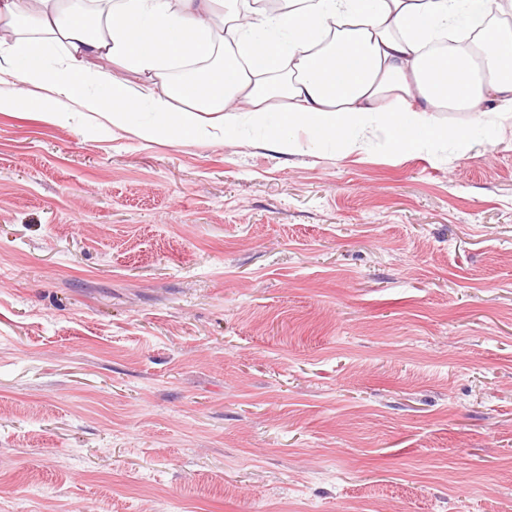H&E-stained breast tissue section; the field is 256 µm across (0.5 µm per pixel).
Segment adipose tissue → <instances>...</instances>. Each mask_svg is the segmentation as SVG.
I'll use <instances>...</instances> for the list:
<instances>
[{
	"mask_svg": "<svg viewBox=\"0 0 512 512\" xmlns=\"http://www.w3.org/2000/svg\"><path fill=\"white\" fill-rule=\"evenodd\" d=\"M285 0L270 14L261 0H0V112L24 110L49 125L84 119L103 130L128 128L141 104V138L208 142L241 123H263L283 103L269 138L294 153L297 133L339 140L351 152L380 126L407 151L465 130L429 115L473 113L495 130L512 119V29L488 28L471 43L437 54L427 46L447 29L456 0ZM62 49L64 64L50 56ZM110 59L114 72L90 67ZM175 60L202 61L172 84ZM108 85L107 97L89 88ZM183 104L173 111V101Z\"/></svg>",
	"mask_w": 512,
	"mask_h": 512,
	"instance_id": "1",
	"label": "adipose tissue"
}]
</instances>
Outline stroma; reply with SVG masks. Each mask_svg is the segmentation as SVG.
<instances>
[{"mask_svg":"<svg viewBox=\"0 0 512 512\" xmlns=\"http://www.w3.org/2000/svg\"><path fill=\"white\" fill-rule=\"evenodd\" d=\"M0 512H512V121L0 113Z\"/></svg>","mask_w":512,"mask_h":512,"instance_id":"35a3bbf8","label":"stroma"}]
</instances>
